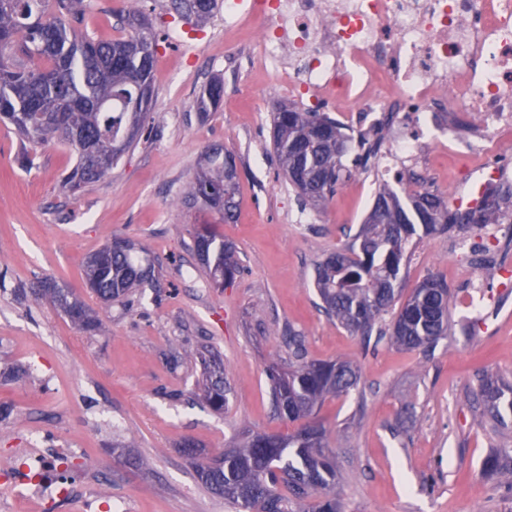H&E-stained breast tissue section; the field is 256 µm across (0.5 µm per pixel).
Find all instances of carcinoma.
<instances>
[{
    "label": "carcinoma",
    "mask_w": 512,
    "mask_h": 512,
    "mask_svg": "<svg viewBox=\"0 0 512 512\" xmlns=\"http://www.w3.org/2000/svg\"><path fill=\"white\" fill-rule=\"evenodd\" d=\"M179 15L209 17L216 0H171ZM86 0H0V122L24 141L71 148L77 156L64 177L72 193L103 177L137 141L138 131L154 109L153 70L158 33L142 25L147 15L132 6L121 16L126 34L108 41L78 33ZM223 83L210 82L197 98V109L219 105ZM135 133L126 136L129 128ZM273 150L280 173L301 208L322 206L343 181V157L352 142L363 151L361 162L375 153L364 135L353 138L335 119L299 107L274 112ZM206 170L190 181L182 203L212 210L224 221L238 207V171L233 154L220 145L210 148ZM512 222V191L492 189L472 205L449 209L444 197L406 190L398 194L384 184L351 241L325 254L316 264L314 286L327 315L349 333L388 340L404 349L432 346L451 329L448 286L429 276L404 297L401 270L416 240L454 228ZM193 251L205 250L201 261L210 281L229 285L240 272L234 246L211 224L192 234ZM137 244L115 237L86 260L88 288L110 303L133 288L150 284L151 266L132 257ZM43 295L72 324L90 332L98 319L68 289H43ZM398 311L388 324L382 316ZM297 364L269 375L275 412L298 423L286 434L248 431L245 439L221 454L222 466L202 465L198 476L213 492L240 512H344L336 492L335 457L317 417L324 400L348 392L359 382V369L349 360L307 361L301 340L288 336ZM202 367L199 387L204 400L221 410L231 387L218 356L210 350L194 354ZM483 416L505 424L512 412V380L498 373L480 379ZM486 474L512 485V450L501 449L483 462Z\"/></svg>",
    "instance_id": "obj_1"
}]
</instances>
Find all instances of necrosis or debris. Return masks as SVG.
Returning a JSON list of instances; mask_svg holds the SVG:
<instances>
[{
	"instance_id": "4bbe7bcc",
	"label": "necrosis or debris",
	"mask_w": 512,
	"mask_h": 512,
	"mask_svg": "<svg viewBox=\"0 0 512 512\" xmlns=\"http://www.w3.org/2000/svg\"><path fill=\"white\" fill-rule=\"evenodd\" d=\"M263 30L266 68L289 94L332 105L353 128L391 116L395 153L454 147L472 194L497 185L490 166L512 132V0H224V39ZM477 118L462 140L436 134L446 113Z\"/></svg>"
}]
</instances>
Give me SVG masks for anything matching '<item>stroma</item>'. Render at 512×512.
Segmentation results:
<instances>
[{
    "label": "stroma",
    "instance_id": "1",
    "mask_svg": "<svg viewBox=\"0 0 512 512\" xmlns=\"http://www.w3.org/2000/svg\"><path fill=\"white\" fill-rule=\"evenodd\" d=\"M128 0H89L78 26L94 38L120 36ZM159 35L155 109L137 145L101 179L74 195L59 181L72 150L22 142L0 125V464L20 466L17 449L38 438L73 469L50 499L11 502L0 512H236L204 485L196 465L218 457L244 431L288 433L270 405V368H287L288 336L310 360L349 359L359 383L325 401L318 417L336 458L345 512H512V486L486 477L484 459L512 448V413L499 426L476 398L483 373L512 379V223L435 234L417 242L403 271L411 291L428 275L447 282L452 329L435 346L399 350L364 343L327 317L314 287L316 262L344 245L372 205L365 188L386 183L447 196L467 190L472 168L433 152L421 177L406 166L383 174L389 131L367 166L350 172L320 209H300L282 180L272 145V112L282 94L249 52L256 31L224 53V11L185 22L170 0H141ZM224 95L200 117L196 98L212 79ZM224 145L236 157V221L186 208V184L202 152ZM232 242L242 271L214 287L190 250L197 224ZM138 242L154 281L106 305L85 285L86 256L112 237ZM71 289L92 307L95 331L77 329L49 299L45 283ZM217 351L232 385L216 412L195 388L201 373L188 351ZM200 449L189 456L186 443ZM93 510H86V501Z\"/></svg>",
    "mask_w": 512,
    "mask_h": 512
}]
</instances>
